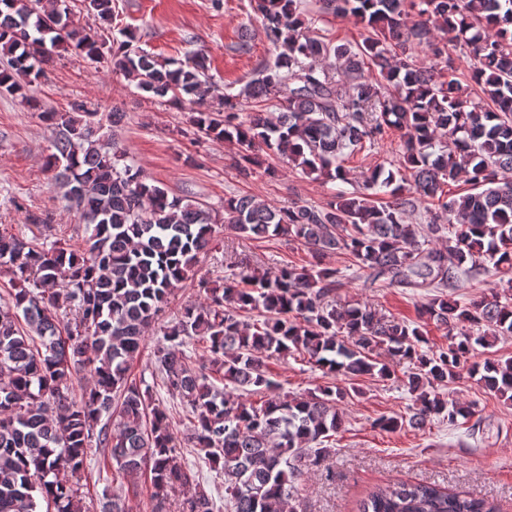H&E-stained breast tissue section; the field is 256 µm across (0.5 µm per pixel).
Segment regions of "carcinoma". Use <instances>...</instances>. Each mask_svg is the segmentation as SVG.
<instances>
[{
  "instance_id": "obj_1",
  "label": "carcinoma",
  "mask_w": 512,
  "mask_h": 512,
  "mask_svg": "<svg viewBox=\"0 0 512 512\" xmlns=\"http://www.w3.org/2000/svg\"><path fill=\"white\" fill-rule=\"evenodd\" d=\"M66 0H0V91L17 94L37 81L45 40L106 60L135 88L174 106H190L191 123L209 138L239 146L248 177L261 148L307 176L346 179L342 162L400 132L398 167L380 168L363 189L334 196L322 208L273 206L248 195L224 199V216L184 203L149 184L141 170L119 165L126 151L98 137L82 104L46 112L55 137L47 166L62 165L65 196L86 224L85 247L60 238L27 240L0 232V266L11 275L12 304L0 307V512H84L81 478L100 452L137 483L150 478L151 512H169L171 493L188 497L182 512H286L303 476L330 456L344 424L338 402L347 391L324 386L282 398L268 362L305 353L328 374L394 375L390 359L415 370L404 386L414 395L413 427L433 417L457 426L469 407L443 389L460 377L476 347L491 349L512 334V0H321V10L349 16L368 35L351 47L314 35L296 0H250L276 52L218 110H202L205 56L161 59L132 44H112L76 27ZM100 26L112 25V0H88ZM473 60L472 79L486 104L472 100L451 63L448 43ZM370 64L381 80L364 73ZM271 101L269 116L247 103ZM463 180L475 192L439 201L426 224L407 213L443 186ZM389 189L378 206L369 191ZM245 239H297L310 266L233 278L202 279L205 302L183 307L166 341L208 343L209 363L190 366L167 347L156 362L163 386L193 416L186 437L174 435L152 387L129 378L146 330L209 250L214 225ZM349 256L354 273L389 286L434 292L421 317L448 329L451 342L426 349L421 326L376 314L368 304L339 305L342 275L321 266L330 252ZM494 269L498 281L468 303L444 289ZM73 305L63 322L60 305ZM26 326H21L19 318ZM81 398L72 394L83 370ZM484 386L512 401V357L469 367ZM264 392L254 404L247 394ZM191 447L221 482L179 462ZM358 512H500L492 500L434 482H390L362 497Z\"/></svg>"
}]
</instances>
